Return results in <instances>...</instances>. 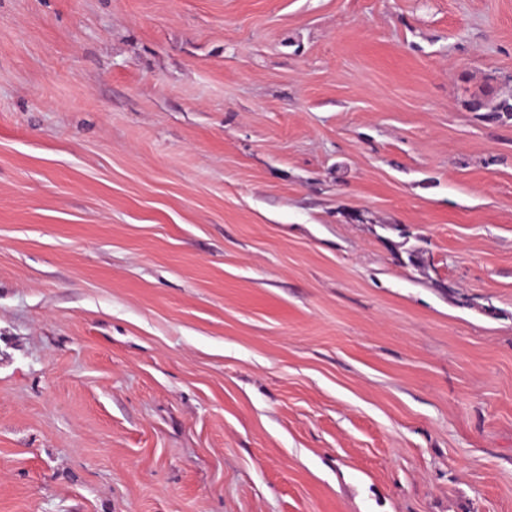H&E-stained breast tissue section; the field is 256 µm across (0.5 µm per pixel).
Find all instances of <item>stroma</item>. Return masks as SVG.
I'll return each instance as SVG.
<instances>
[{
  "label": "stroma",
  "instance_id": "obj_1",
  "mask_svg": "<svg viewBox=\"0 0 512 512\" xmlns=\"http://www.w3.org/2000/svg\"><path fill=\"white\" fill-rule=\"evenodd\" d=\"M512 0H0V512H512ZM469 109L474 112H484L483 116L489 121L512 119V99L496 97L492 91L485 92L483 97L473 98L468 102Z\"/></svg>",
  "mask_w": 512,
  "mask_h": 512
}]
</instances>
